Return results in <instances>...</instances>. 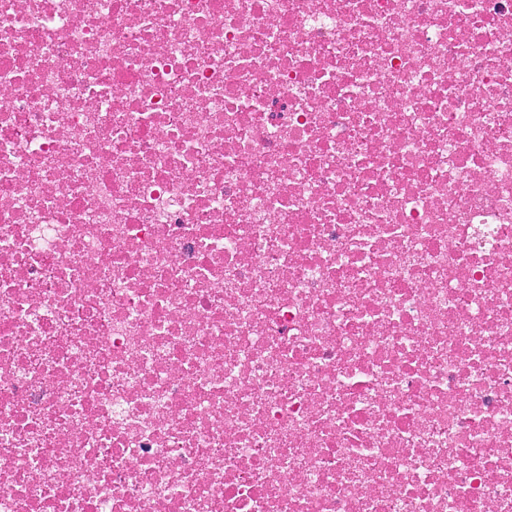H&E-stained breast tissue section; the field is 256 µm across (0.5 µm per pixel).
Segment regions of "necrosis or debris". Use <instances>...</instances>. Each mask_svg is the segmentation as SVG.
I'll return each instance as SVG.
<instances>
[{"instance_id":"1","label":"necrosis or debris","mask_w":512,"mask_h":512,"mask_svg":"<svg viewBox=\"0 0 512 512\" xmlns=\"http://www.w3.org/2000/svg\"><path fill=\"white\" fill-rule=\"evenodd\" d=\"M0 512H512V0H0Z\"/></svg>"}]
</instances>
